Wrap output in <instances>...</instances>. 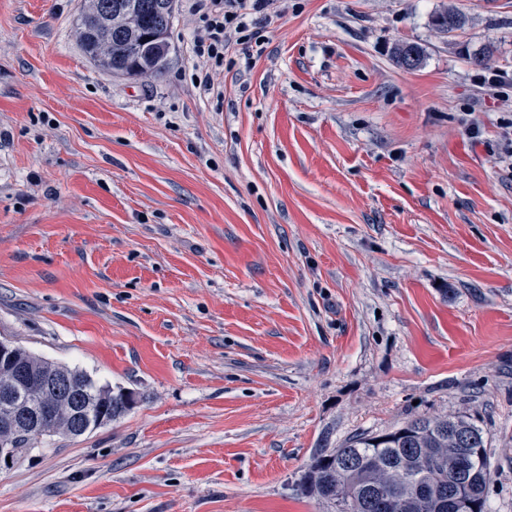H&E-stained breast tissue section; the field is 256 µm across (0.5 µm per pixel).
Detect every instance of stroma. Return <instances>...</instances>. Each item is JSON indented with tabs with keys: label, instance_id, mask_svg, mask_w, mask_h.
Segmentation results:
<instances>
[{
	"label": "stroma",
	"instance_id": "stroma-1",
	"mask_svg": "<svg viewBox=\"0 0 512 512\" xmlns=\"http://www.w3.org/2000/svg\"><path fill=\"white\" fill-rule=\"evenodd\" d=\"M86 2L0 0V339L136 403L0 512H334L314 450L419 415L482 430L512 512V0H280L218 96L190 0L151 79L84 55ZM465 25L464 15L454 7L437 13L432 18L433 28L441 34H451Z\"/></svg>",
	"mask_w": 512,
	"mask_h": 512
}]
</instances>
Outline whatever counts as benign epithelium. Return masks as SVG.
Segmentation results:
<instances>
[{
	"instance_id": "benign-epithelium-1",
	"label": "benign epithelium",
	"mask_w": 512,
	"mask_h": 512,
	"mask_svg": "<svg viewBox=\"0 0 512 512\" xmlns=\"http://www.w3.org/2000/svg\"><path fill=\"white\" fill-rule=\"evenodd\" d=\"M0 395L6 399L25 389L29 393L11 402L0 419V468L13 465L21 453L16 440L23 435L43 437V416L57 411L70 421L69 431L76 437L83 436L110 424L105 415L95 414L91 392L84 390V397L75 401L68 389L76 384L75 377L58 367L39 371L21 354L18 348L0 340Z\"/></svg>"
}]
</instances>
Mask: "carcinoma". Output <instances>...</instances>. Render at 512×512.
Listing matches in <instances>:
<instances>
[{"mask_svg": "<svg viewBox=\"0 0 512 512\" xmlns=\"http://www.w3.org/2000/svg\"><path fill=\"white\" fill-rule=\"evenodd\" d=\"M160 0H89L76 18L83 52L105 71L122 66L139 77H160L167 56L142 44L147 34L169 33L171 21ZM465 25L450 7L432 18L433 28L451 34ZM100 412L116 421L135 404L132 392L98 386ZM491 479L487 441L462 415L418 416L382 435L361 433L339 448H318L298 491L329 501L336 512H485Z\"/></svg>", "mask_w": 512, "mask_h": 512, "instance_id": "carcinoma-1", "label": "carcinoma"}]
</instances>
